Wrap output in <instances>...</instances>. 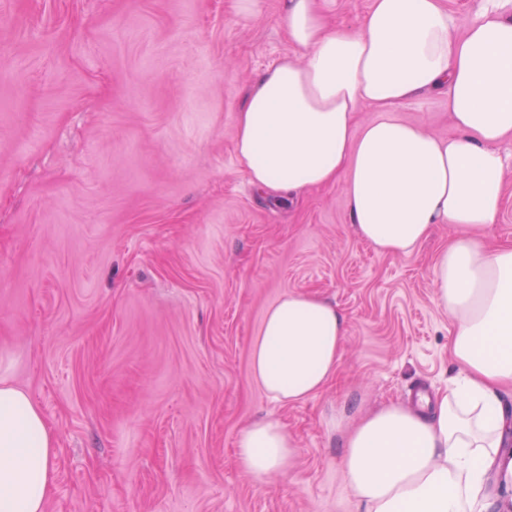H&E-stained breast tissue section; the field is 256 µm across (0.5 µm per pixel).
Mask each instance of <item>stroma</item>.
<instances>
[{"label": "stroma", "mask_w": 512, "mask_h": 512, "mask_svg": "<svg viewBox=\"0 0 512 512\" xmlns=\"http://www.w3.org/2000/svg\"><path fill=\"white\" fill-rule=\"evenodd\" d=\"M291 45L280 0H0V373L57 438L46 512H364L337 418L459 366L433 301L434 228L407 256L361 240L344 182L281 208L234 150L253 80ZM449 137L445 95L399 110ZM288 293L348 319L338 373L272 401L250 359ZM285 423L286 473L238 463ZM296 443L288 428L277 419L246 424L236 441L241 467L252 475L284 473L294 455Z\"/></svg>", "instance_id": "stroma-1"}]
</instances>
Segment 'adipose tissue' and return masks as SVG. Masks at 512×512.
<instances>
[{
	"instance_id": "ef3b65f1",
	"label": "adipose tissue",
	"mask_w": 512,
	"mask_h": 512,
	"mask_svg": "<svg viewBox=\"0 0 512 512\" xmlns=\"http://www.w3.org/2000/svg\"><path fill=\"white\" fill-rule=\"evenodd\" d=\"M295 47L249 88L234 147L250 184L291 199L344 181L356 233L408 255L438 224L436 304L454 329L460 371L418 405L392 403L345 428L342 465L365 512H512V246H490L512 140V0H479L464 34L446 0H371L353 27L330 26L319 0H282ZM429 92L448 98L454 134L397 115ZM369 106L379 119L357 125ZM347 319L333 303L289 294L265 314L253 378L282 404L319 395L337 375ZM296 446L276 419L236 441L250 474L284 473ZM57 441L26 391L0 379V512H45Z\"/></svg>"
}]
</instances>
